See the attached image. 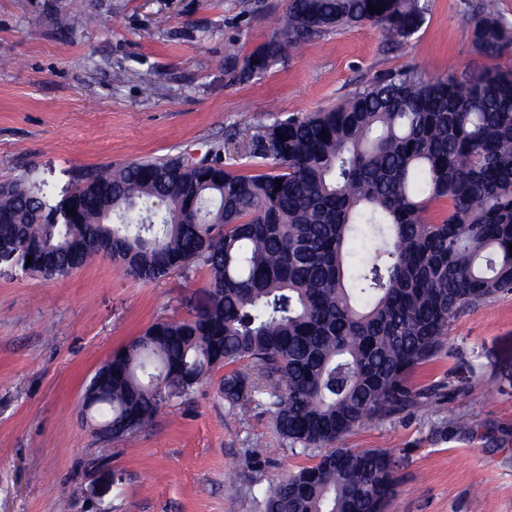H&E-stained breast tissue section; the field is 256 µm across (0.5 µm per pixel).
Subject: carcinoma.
Returning a JSON list of instances; mask_svg holds the SVG:
<instances>
[{"label": "carcinoma", "instance_id": "cac0c4a2", "mask_svg": "<svg viewBox=\"0 0 512 512\" xmlns=\"http://www.w3.org/2000/svg\"><path fill=\"white\" fill-rule=\"evenodd\" d=\"M427 11V0H289L241 77L333 27L369 24L398 43ZM465 25L480 56L512 53L494 0ZM246 151L263 171L227 169L216 146L197 164L180 154L87 171L69 201L1 179L0 242L24 274L53 259L57 279L106 243L141 281L206 266L205 312L160 319L112 354L97 384L111 403L95 412L112 441L172 402L168 379L185 396L230 366V410L260 409L284 447L319 452L262 494L261 512H377L395 493V458L336 442L429 400L409 374L438 357L457 315L512 293V69L391 72L334 108L256 126ZM357 235L372 260L349 261Z\"/></svg>", "mask_w": 512, "mask_h": 512}]
</instances>
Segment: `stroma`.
I'll list each match as a JSON object with an SVG mask.
<instances>
[{
  "label": "stroma",
  "mask_w": 512,
  "mask_h": 512,
  "mask_svg": "<svg viewBox=\"0 0 512 512\" xmlns=\"http://www.w3.org/2000/svg\"><path fill=\"white\" fill-rule=\"evenodd\" d=\"M478 2L431 0L396 44L334 28L243 80L287 0H0V178L33 175L57 201L83 171L221 143L249 171L244 132L274 116L337 106L392 71L483 69L464 28ZM71 15L83 25L56 27ZM208 283L203 265L154 282L105 257L64 279L0 265V512H259L264 490L315 464L283 449L270 415L228 409L220 368L124 441L85 418L96 370L152 322L202 313ZM409 383L438 395L340 442L394 454L387 512H512V294L461 313Z\"/></svg>",
  "instance_id": "1"
}]
</instances>
